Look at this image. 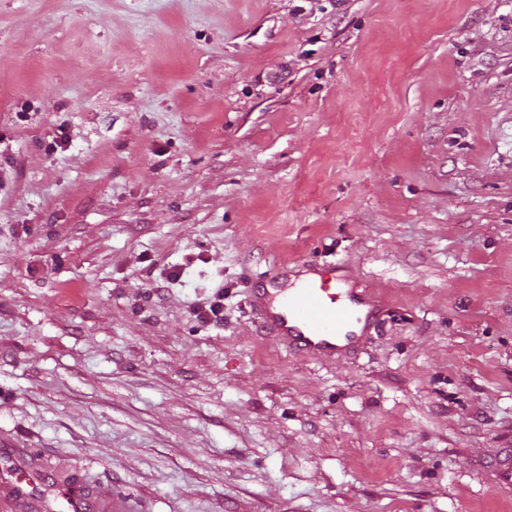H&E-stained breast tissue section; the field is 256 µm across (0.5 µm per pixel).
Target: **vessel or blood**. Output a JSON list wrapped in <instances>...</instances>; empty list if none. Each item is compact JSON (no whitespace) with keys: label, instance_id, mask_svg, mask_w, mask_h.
I'll return each instance as SVG.
<instances>
[{"label":"vessel or blood","instance_id":"1","mask_svg":"<svg viewBox=\"0 0 512 512\" xmlns=\"http://www.w3.org/2000/svg\"><path fill=\"white\" fill-rule=\"evenodd\" d=\"M262 327L288 351L332 359L355 345L359 327L375 318L369 294L345 285L335 267L298 272L280 267L267 282L256 284L248 300ZM496 487L512 488V448L485 464ZM31 512H131L124 497L95 501L82 489L54 481L43 461L9 439L0 441V512H11L19 497Z\"/></svg>","mask_w":512,"mask_h":512}]
</instances>
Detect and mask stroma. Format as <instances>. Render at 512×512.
<instances>
[{"label":"stroma","mask_w":512,"mask_h":512,"mask_svg":"<svg viewBox=\"0 0 512 512\" xmlns=\"http://www.w3.org/2000/svg\"><path fill=\"white\" fill-rule=\"evenodd\" d=\"M311 259L381 303L333 360L248 305ZM1 437L137 512H512V0H0ZM195 317L203 322H223L224 321V289L219 287L214 293L212 299L204 306L194 309ZM483 468L491 474L496 487L512 488V448H503L501 453Z\"/></svg>","instance_id":"stroma-1"}]
</instances>
